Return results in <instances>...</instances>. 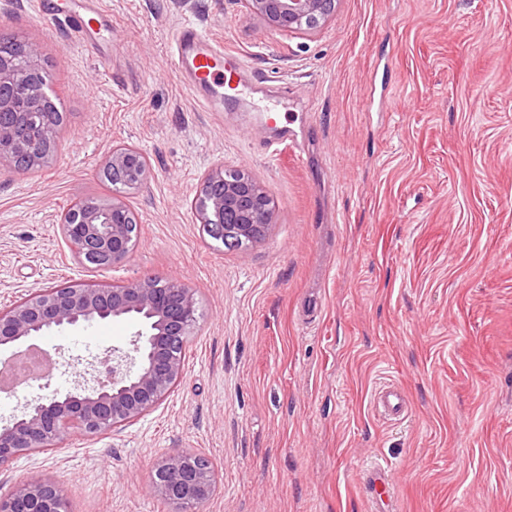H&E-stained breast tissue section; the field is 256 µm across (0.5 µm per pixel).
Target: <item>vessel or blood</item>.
Returning <instances> with one entry per match:
<instances>
[{
    "label": "vessel or blood",
    "mask_w": 512,
    "mask_h": 512,
    "mask_svg": "<svg viewBox=\"0 0 512 512\" xmlns=\"http://www.w3.org/2000/svg\"><path fill=\"white\" fill-rule=\"evenodd\" d=\"M72 39L91 53H99L104 32L110 31L111 15L103 9L101 0H80L77 7L59 13ZM176 64L189 93L209 110H216L219 101L211 97L212 88L226 90L227 100H235L248 88V76L243 65L226 64L227 56L222 44L208 37L197 26L185 24L174 33ZM261 124L270 131L263 140V153H275L280 146L288 145L304 150L305 139L299 137L289 123L278 122L273 113H266ZM375 408L386 415L397 416L405 410L402 393L393 387H384L374 394ZM364 485L372 502H381L390 493L392 481L387 468L377 465L367 471Z\"/></svg>",
    "instance_id": "b4317fda"
}]
</instances>
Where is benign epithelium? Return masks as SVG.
I'll return each instance as SVG.
<instances>
[{
    "mask_svg": "<svg viewBox=\"0 0 512 512\" xmlns=\"http://www.w3.org/2000/svg\"><path fill=\"white\" fill-rule=\"evenodd\" d=\"M250 13L279 29L311 30L328 18L334 0H243ZM39 48L28 41L21 48L0 41V159L17 167L44 157V143L55 127L39 105L27 113V125L12 119L17 99L42 94L45 75ZM106 169L121 175L128 188L149 176L145 156L131 147H116ZM197 216L210 231L234 243L266 234L272 201L251 175L218 165L207 172L199 192ZM62 233L77 256L98 268L126 260L137 234L128 222L125 203L83 201L64 213ZM194 294L184 284L148 276L114 285L71 284L40 289L0 309V346L67 327L88 326L107 319L135 317L137 331L131 352L112 354V370L83 393L37 399L0 426V468L20 455L58 448L74 431L97 434L131 424L161 404L185 370L186 336L195 321ZM155 491L174 506L173 512H201L213 492L208 462L181 452L158 468ZM3 512H66L60 489L43 480L16 483Z\"/></svg>",
    "mask_w": 512,
    "mask_h": 512,
    "instance_id": "1",
    "label": "benign epithelium"
}]
</instances>
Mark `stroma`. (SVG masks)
I'll use <instances>...</instances> for the list:
<instances>
[{
	"instance_id": "obj_1",
	"label": "stroma",
	"mask_w": 512,
	"mask_h": 512,
	"mask_svg": "<svg viewBox=\"0 0 512 512\" xmlns=\"http://www.w3.org/2000/svg\"><path fill=\"white\" fill-rule=\"evenodd\" d=\"M112 69L33 0H0V32L37 44L66 120L58 150L0 161V308L78 282L147 276L197 301L185 372L137 422L0 469V499L51 479L69 512H172L153 489L175 451L203 456L202 512H372L367 466H388L394 512H512V0H338L319 29L286 30L240 0H103ZM192 22L234 51L301 122L306 153L270 159L252 100L201 108L170 37ZM150 164L138 188L101 174L113 147ZM274 202L266 235L225 250L194 201L215 165ZM121 196L138 238L121 264H82L60 216ZM136 323L64 330L49 379L0 394V418L91 381ZM398 385L399 420L376 389Z\"/></svg>"
}]
</instances>
